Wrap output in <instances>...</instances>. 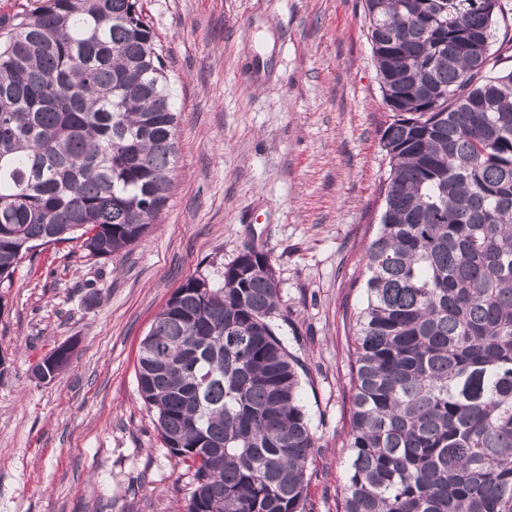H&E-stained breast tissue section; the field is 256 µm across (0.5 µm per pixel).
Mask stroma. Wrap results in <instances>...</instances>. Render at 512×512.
Returning <instances> with one entry per match:
<instances>
[{"mask_svg":"<svg viewBox=\"0 0 512 512\" xmlns=\"http://www.w3.org/2000/svg\"><path fill=\"white\" fill-rule=\"evenodd\" d=\"M175 90V187L150 234L86 262L38 249L0 282V512H177L192 488L144 406L141 340L188 278L266 252L319 442L306 512H336L362 257L389 175L364 0H141ZM93 282L95 297L84 285ZM73 346L52 381L35 361Z\"/></svg>","mask_w":512,"mask_h":512,"instance_id":"1","label":"stroma"}]
</instances>
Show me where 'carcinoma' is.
I'll return each instance as SVG.
<instances>
[{"label": "carcinoma", "instance_id": "obj_1", "mask_svg": "<svg viewBox=\"0 0 512 512\" xmlns=\"http://www.w3.org/2000/svg\"><path fill=\"white\" fill-rule=\"evenodd\" d=\"M390 173L355 314L336 512H512V69L500 0H365ZM178 112L139 0H43L0 19V281L40 246L144 239L173 188ZM267 254L190 278L137 384L191 473L181 512H306L318 447ZM64 344L32 368L52 380Z\"/></svg>", "mask_w": 512, "mask_h": 512}]
</instances>
